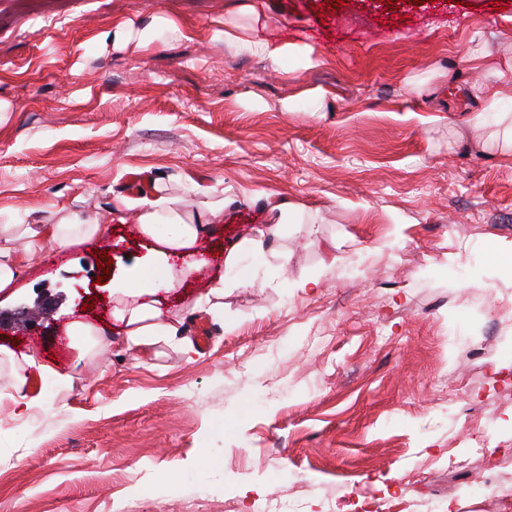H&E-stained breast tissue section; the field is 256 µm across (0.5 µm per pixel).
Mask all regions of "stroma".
Listing matches in <instances>:
<instances>
[{
	"mask_svg": "<svg viewBox=\"0 0 512 512\" xmlns=\"http://www.w3.org/2000/svg\"><path fill=\"white\" fill-rule=\"evenodd\" d=\"M254 8L280 68L224 38ZM485 47L512 65V0H0V224H113V196L156 180L184 216L229 202L208 267L159 294L177 339L56 352L65 312L109 320L114 282L153 261L131 223L35 253L0 296V345L71 375L32 374L30 412L0 404V512H336L355 488L512 512V489L472 491L512 462V99H475ZM272 200L303 221L242 257L253 285L230 270L220 312L185 307ZM477 440L486 458L449 469Z\"/></svg>",
	"mask_w": 512,
	"mask_h": 512,
	"instance_id": "1",
	"label": "stroma"
}]
</instances>
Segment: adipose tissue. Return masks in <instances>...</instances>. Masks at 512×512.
<instances>
[{
    "label": "adipose tissue",
    "mask_w": 512,
    "mask_h": 512,
    "mask_svg": "<svg viewBox=\"0 0 512 512\" xmlns=\"http://www.w3.org/2000/svg\"><path fill=\"white\" fill-rule=\"evenodd\" d=\"M476 60L483 73L475 91L486 98L488 105L512 97V82L504 80L500 63L491 50H483ZM224 200L213 201L196 217L184 218L170 204L160 185H153L150 193L137 199L118 194L112 200L111 211L116 217L134 212L138 230L143 238L151 239L162 247L160 259L140 267L131 279L121 282L126 297L122 307L114 309L116 320L126 326L124 342L131 352H141L159 338L174 335L175 325L168 313L160 307L154 296L169 289L175 278H189L206 267L205 258H196L182 267H174L170 257L182 256L184 250L213 234L215 226L224 216ZM106 225L90 223L77 214H70L54 224H1L0 225V292L13 288L24 267L26 252L42 249L45 244L66 248L78 242L98 240L105 236ZM12 367L8 387L0 386V400L9 399L13 405L32 409L40 399L30 391V370L40 374L58 376L59 371L46 363L40 350L27 349L22 353L0 348V365Z\"/></svg>",
    "instance_id": "1"
}]
</instances>
